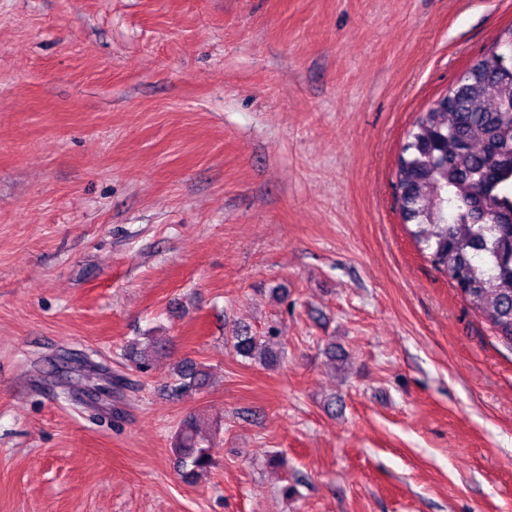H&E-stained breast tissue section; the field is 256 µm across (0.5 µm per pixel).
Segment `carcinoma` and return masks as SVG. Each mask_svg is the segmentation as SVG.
Masks as SVG:
<instances>
[{"label": "carcinoma", "instance_id": "1", "mask_svg": "<svg viewBox=\"0 0 512 512\" xmlns=\"http://www.w3.org/2000/svg\"><path fill=\"white\" fill-rule=\"evenodd\" d=\"M394 186L403 224L420 254L449 275L467 307L512 349V25L457 83L418 113L400 149ZM277 331L247 327L231 337L243 359L269 367ZM207 374L176 367L173 390H198ZM185 475L214 462L200 425L185 419L174 439Z\"/></svg>", "mask_w": 512, "mask_h": 512}]
</instances>
